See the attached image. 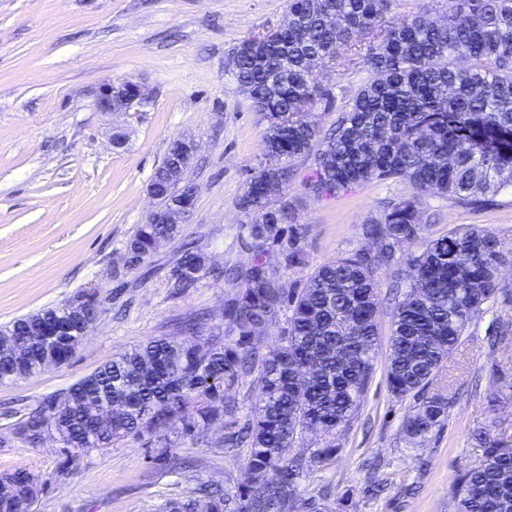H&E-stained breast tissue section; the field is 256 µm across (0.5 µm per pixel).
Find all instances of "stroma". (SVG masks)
I'll return each instance as SVG.
<instances>
[{"mask_svg": "<svg viewBox=\"0 0 512 512\" xmlns=\"http://www.w3.org/2000/svg\"><path fill=\"white\" fill-rule=\"evenodd\" d=\"M287 15V0H0V328L93 283L101 308L67 363L0 384V409L67 389L113 354L185 321L220 318L239 284L208 277L174 297L167 280L189 242L213 267L251 262L238 200L261 157L263 126L248 97L227 83L224 63L241 39L278 28ZM367 76L358 63L322 73L332 104L315 114L321 128L335 123ZM110 79L140 82L151 97L127 116L98 111L95 93ZM118 126L126 142L114 147ZM184 135L199 143L188 172L197 186L191 221L143 266L123 268L124 245L153 206L149 180ZM312 166V157L298 159L288 190L307 229V264L289 270L292 288L304 286L311 268L369 249L367 219L414 193L407 182L383 181L317 195L305 186ZM421 209L427 236L471 224L512 251L511 196L476 210L430 194ZM501 282L506 294L472 319L442 372L449 405L440 431L406 440L411 403L390 395L377 357L356 418L335 436V460L299 478L302 498L327 494L332 512H453L457 478L483 458L475 434L512 448V263ZM18 421L0 413V473L47 480L34 512H154L199 483L239 478L246 455L224 445L219 424L202 442L173 448L182 461L176 469L141 442L68 460L53 442L22 441Z\"/></svg>", "mask_w": 512, "mask_h": 512, "instance_id": "35a3bbf8", "label": "stroma"}]
</instances>
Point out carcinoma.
Here are the masks:
<instances>
[{
    "mask_svg": "<svg viewBox=\"0 0 512 512\" xmlns=\"http://www.w3.org/2000/svg\"><path fill=\"white\" fill-rule=\"evenodd\" d=\"M392 0H288V27L272 44L252 34L234 47L224 74L247 94L264 124L262 158L247 170L239 208L253 255L248 268H213L195 245L184 246L170 272L174 297L206 277L244 288L209 327L207 350L164 336L112 356L59 394L27 404L16 434L35 446L54 437L67 455L104 450L123 440L170 448L195 441L222 423L225 441L248 449L245 478L201 483L166 498L156 512H290L296 480L336 453L331 437L355 417L371 377L380 337L378 272L402 262L411 275L394 306L385 377L398 399L412 398L402 432L422 442L447 417L448 397L430 391L467 325L505 289L498 272L509 260L494 232L463 226L424 235L420 196H448L472 209L512 194V0H448L439 22L412 15L382 24ZM373 35L364 44L362 37ZM355 54L369 73L336 123L320 132L312 113L328 105L319 76ZM314 155L306 182L317 195L354 186L405 181L416 195L399 199L363 225L374 253L356 252L316 267L304 288H290L288 270L305 265L307 230L294 222L288 184L294 161ZM179 224H141L125 243L139 267ZM279 247L278 261L268 260ZM410 251H404V248ZM286 313L283 342L263 356L250 347L255 327ZM236 333L226 339L224 327ZM77 332L29 336L17 356L0 355V383L40 372L51 347L72 358ZM259 369L255 403L242 417L227 400L241 378ZM123 404L112 429L98 432L94 410ZM323 443L290 454L308 426ZM47 481L24 471L0 475V512H31ZM455 512H512V448L489 443L484 460L460 476Z\"/></svg>",
    "mask_w": 512,
    "mask_h": 512,
    "instance_id": "1",
    "label": "carcinoma"
}]
</instances>
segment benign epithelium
<instances>
[{
	"label": "benign epithelium",
	"instance_id": "obj_1",
	"mask_svg": "<svg viewBox=\"0 0 512 512\" xmlns=\"http://www.w3.org/2000/svg\"><path fill=\"white\" fill-rule=\"evenodd\" d=\"M148 99L146 89L132 80L106 81L96 92V106L101 112L126 114L136 110ZM185 142L183 154L175 160H165L157 167L147 186L155 205L147 215L149 222L163 224H188L194 210L197 188L186 178V171L198 152V144L192 138H182ZM162 181L171 189L180 191L181 203L175 206H162L157 181Z\"/></svg>",
	"mask_w": 512,
	"mask_h": 512
}]
</instances>
